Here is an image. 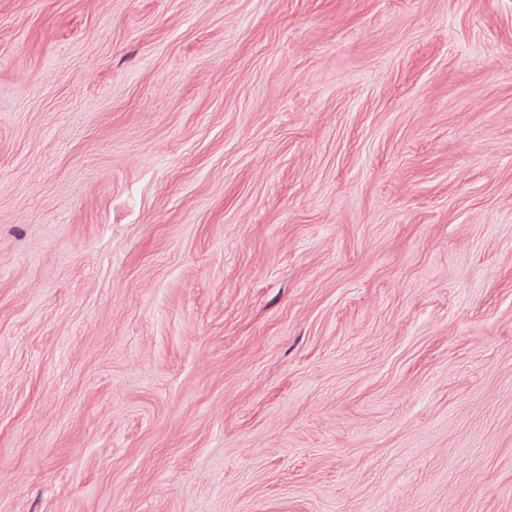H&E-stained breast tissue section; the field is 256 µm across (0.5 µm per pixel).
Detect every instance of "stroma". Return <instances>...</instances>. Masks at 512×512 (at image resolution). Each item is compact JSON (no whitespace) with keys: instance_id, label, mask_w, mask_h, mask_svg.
Instances as JSON below:
<instances>
[{"instance_id":"35a3bbf8","label":"stroma","mask_w":512,"mask_h":512,"mask_svg":"<svg viewBox=\"0 0 512 512\" xmlns=\"http://www.w3.org/2000/svg\"><path fill=\"white\" fill-rule=\"evenodd\" d=\"M0 512H512V0H0Z\"/></svg>"}]
</instances>
